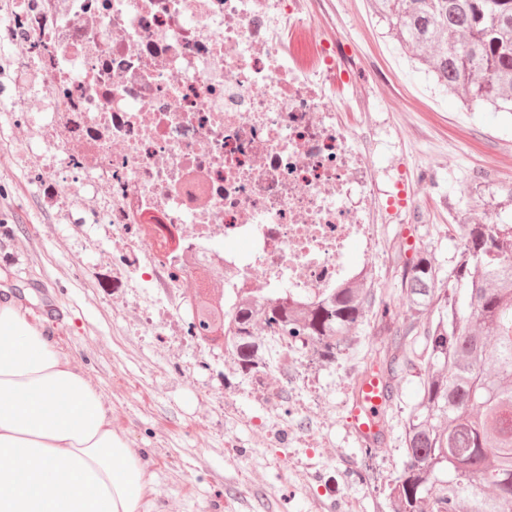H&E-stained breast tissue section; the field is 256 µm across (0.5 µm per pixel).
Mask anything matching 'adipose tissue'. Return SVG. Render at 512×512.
Returning <instances> with one entry per match:
<instances>
[{
  "label": "adipose tissue",
  "instance_id": "ef3b65f1",
  "mask_svg": "<svg viewBox=\"0 0 512 512\" xmlns=\"http://www.w3.org/2000/svg\"><path fill=\"white\" fill-rule=\"evenodd\" d=\"M148 485L100 393L0 291V512H143Z\"/></svg>",
  "mask_w": 512,
  "mask_h": 512
}]
</instances>
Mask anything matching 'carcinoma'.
Masks as SVG:
<instances>
[{"mask_svg": "<svg viewBox=\"0 0 512 512\" xmlns=\"http://www.w3.org/2000/svg\"><path fill=\"white\" fill-rule=\"evenodd\" d=\"M401 49L464 104L512 114V0H373ZM448 278L416 252L401 286L410 317L369 369L391 379L418 369L417 400L404 422L407 461L390 488L393 512H512V222L460 225ZM223 289L196 292L193 318L205 339L232 351L244 372L258 323L272 336L320 347L332 361L362 325L371 287L338 288L304 309L244 299L226 312Z\"/></svg>", "mask_w": 512, "mask_h": 512, "instance_id": "obj_1", "label": "carcinoma"}]
</instances>
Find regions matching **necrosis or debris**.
Listing matches in <instances>:
<instances>
[{"mask_svg":"<svg viewBox=\"0 0 512 512\" xmlns=\"http://www.w3.org/2000/svg\"><path fill=\"white\" fill-rule=\"evenodd\" d=\"M22 53L0 112L23 119L61 223L112 227L119 271L224 307H302L366 281L349 242L379 246L391 210L366 128L342 127L344 45L306 0H0Z\"/></svg>","mask_w":512,"mask_h":512,"instance_id":"4bbe7bcc","label":"necrosis or debris"}]
</instances>
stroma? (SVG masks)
<instances>
[{
  "instance_id": "stroma-1",
  "label": "stroma",
  "mask_w": 512,
  "mask_h": 512,
  "mask_svg": "<svg viewBox=\"0 0 512 512\" xmlns=\"http://www.w3.org/2000/svg\"><path fill=\"white\" fill-rule=\"evenodd\" d=\"M322 22L358 64L336 86L340 121L374 125L373 171L383 184L406 179L417 203L382 225L375 253L348 245L345 262L371 268L376 296L335 361L300 350L272 372L246 373L224 347L146 323L150 291L117 272L111 225L57 223L27 167L29 128L0 131V286L111 406L113 426L148 464L152 512H347L351 500L357 512H392L419 379L406 369L392 380L386 439L372 449L347 424L354 382L410 315L404 259L422 250L449 273L461 246L448 236L454 218L512 215V120L436 89L369 0H326Z\"/></svg>"
}]
</instances>
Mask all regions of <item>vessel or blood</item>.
Masks as SVG:
<instances>
[{
  "mask_svg": "<svg viewBox=\"0 0 512 512\" xmlns=\"http://www.w3.org/2000/svg\"><path fill=\"white\" fill-rule=\"evenodd\" d=\"M386 403L384 379L365 374L357 386L347 418L350 430L362 445L375 446L382 441V413Z\"/></svg>",
  "mask_w": 512,
  "mask_h": 512,
  "instance_id": "vessel-or-blood-1",
  "label": "vessel or blood"
}]
</instances>
